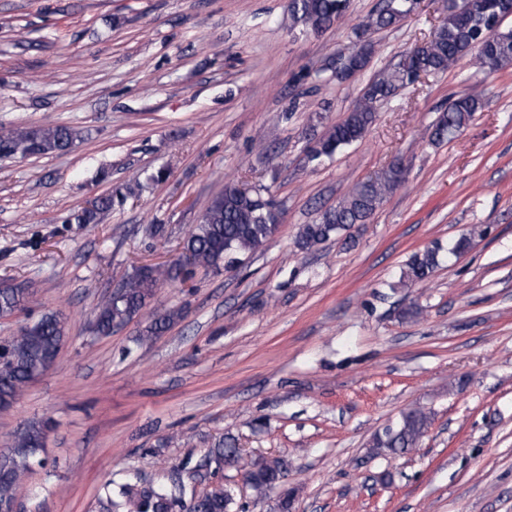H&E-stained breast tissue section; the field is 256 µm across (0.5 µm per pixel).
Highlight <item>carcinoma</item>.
<instances>
[{
	"instance_id": "1",
	"label": "carcinoma",
	"mask_w": 512,
	"mask_h": 512,
	"mask_svg": "<svg viewBox=\"0 0 512 512\" xmlns=\"http://www.w3.org/2000/svg\"><path fill=\"white\" fill-rule=\"evenodd\" d=\"M349 0H290L294 21L315 30H325L341 20ZM414 0H381L380 6L356 31L361 38L399 23L413 8ZM501 0H444V17L428 41L408 51L399 64L379 71L364 87L362 95L339 122L309 150V161L330 157L363 139L374 123L380 106L411 84L418 72L439 74L469 57L485 68L486 57L495 58V69L512 65V29L502 28ZM482 107L477 93H465L448 102L431 126L435 144L450 141ZM78 133L57 124L18 127L0 133V156L31 158L59 154L74 145ZM399 181V170L388 167L380 177L356 184L336 205L319 211L317 220L305 224L295 245L309 251L355 224H364L374 214ZM112 209V196L96 199L90 208L76 213L78 224H96ZM280 230L276 203L259 189L243 190L228 182L215 196L183 240V255L190 263L181 271L174 266L143 265L134 268L119 284V290L104 297L96 306L93 333L110 336L116 326L128 323L141 313L157 290L166 284L192 277L196 270L238 267L243 257L270 242ZM439 250L428 249L414 255L402 271L403 286L427 280L438 264ZM27 289L0 288V317H11L28 310ZM181 315L172 311L154 319L138 343L145 344L168 329ZM67 341L62 315L49 311L22 324L12 336L0 337V410H6L24 394L37 372H47ZM429 426V415L420 407L403 412L400 422L375 433L372 450L406 453L416 447ZM49 429L47 421H31L15 434L9 448L0 451V502L13 501L27 492L34 468L44 467L41 457ZM244 471L249 487L258 496L275 489L288 471V460L270 457L260 463L245 459L237 440L227 435L195 464L185 462L170 470L163 483L128 480L112 490L106 483L98 499L101 512L121 507L124 512H232L233 499L221 482L212 483L199 494L202 470L212 478L224 466Z\"/></svg>"
}]
</instances>
